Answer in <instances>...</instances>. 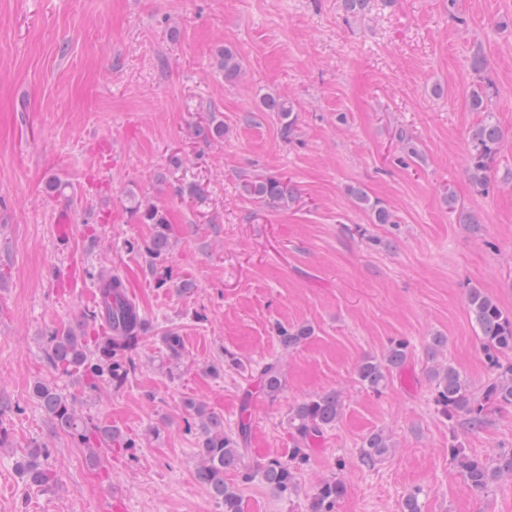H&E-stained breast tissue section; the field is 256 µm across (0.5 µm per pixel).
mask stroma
<instances>
[{"instance_id": "stroma-1", "label": "stroma", "mask_w": 512, "mask_h": 512, "mask_svg": "<svg viewBox=\"0 0 512 512\" xmlns=\"http://www.w3.org/2000/svg\"><path fill=\"white\" fill-rule=\"evenodd\" d=\"M477 46L505 137L485 194L467 172L468 132L482 118L468 101ZM227 47L244 69L232 86L218 66ZM266 93L292 101L295 142L262 111ZM211 117L223 138L198 135ZM401 127L420 159L402 162ZM258 174L288 178L296 201L245 197L241 181ZM351 186L395 223H372ZM450 194L478 228L458 223ZM138 202L166 211L170 263L194 279L191 292L157 287L143 255L126 250L150 235ZM62 209L73 225L64 238ZM105 268L128 278L151 330L125 385L90 392L49 368L44 338L94 329ZM472 286L512 312V0H371L357 16L341 0H0V512H114L117 498L123 512H221L196 476L192 401L228 426L248 416L249 453L224 474L244 512H309L332 477L345 488L337 512H401L417 488L422 512H512V477L478 491L448 457L455 438L482 457L512 450V407L491 408L473 430L433 402L434 361L479 392L492 375L466 307ZM277 322L313 334L286 351ZM170 330L183 340L174 363ZM433 336L447 339L440 351ZM398 338L407 362L382 393L366 390L358 363ZM270 358L285 374L274 400L251 378ZM46 380L136 448L92 466L36 402ZM327 391L343 416L315 444L297 495L241 484V471L287 456L290 406ZM376 430L394 448L369 469L358 449ZM34 442L58 475L52 488L20 474Z\"/></svg>"}]
</instances>
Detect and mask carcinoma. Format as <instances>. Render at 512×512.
<instances>
[{
  "label": "carcinoma",
  "mask_w": 512,
  "mask_h": 512,
  "mask_svg": "<svg viewBox=\"0 0 512 512\" xmlns=\"http://www.w3.org/2000/svg\"><path fill=\"white\" fill-rule=\"evenodd\" d=\"M224 72V83H236L242 74L243 63L237 53L224 48L218 61ZM488 59L482 48L474 50L469 67L476 82L469 94L471 108L483 113L482 119L469 132L468 173L478 192L488 191L490 172L499 161L504 148L502 130L491 112L489 102L494 94L493 84L486 77ZM262 111L272 112L280 123L282 139L288 143L296 137L298 116L293 104L284 96L267 93L260 99ZM242 193L263 205L286 206L296 199L297 189L282 177L258 175L241 184ZM356 204L369 213L374 224L396 223L394 214L379 200L371 199L361 187L348 188ZM139 223L151 226L149 238L143 242L129 241L128 250L142 253L157 286L163 287L174 279L168 265L173 248L171 228L162 209L154 204L134 206ZM97 302L92 319L99 323L97 335L89 336L73 328L57 329L46 338L45 355L51 368L62 374L76 372L92 391L107 381L119 388L135 369L128 352L148 333V323L139 306L130 297L121 274L97 276ZM466 306L473 327L483 347L493 380L478 394L456 367L437 364L430 376L434 382V402L445 418H463L472 429L482 427L491 407H512V363L500 360V354L512 350V313L505 311L481 289L470 287L466 292ZM283 349L292 350L312 335L308 325L274 327ZM409 344L404 339L390 342L387 351L378 359L368 356L357 366L359 382L368 390L380 393L386 388L390 373L405 364ZM258 392L274 400L283 391L285 379L278 360L264 363L256 376ZM33 395L55 428L73 438L82 448L89 449V460L96 465L103 453L114 448H134L136 442L112 426H95L78 409V402L59 394L49 382H38ZM201 438L197 451V477L203 483L222 512H241L238 490L224 483V471L236 468L248 452L249 422L240 419L234 429H224V418L209 410L202 402L188 405ZM343 412V403L336 392L307 397L295 403L288 413V427L293 448L287 458L270 457L257 469L241 474V482L256 479L272 486L284 497L298 491L297 473L309 464L310 442L324 430L336 424ZM392 448L388 434L382 430L370 433L359 449L360 462L368 467L383 460ZM451 461L474 489L486 491L499 477L512 475V451L492 458L469 454L464 448L448 449ZM42 446L34 444L22 455L19 470L27 482L37 487H49L56 475L41 461ZM344 494L343 483L327 479L316 488L311 499L310 512H336V505Z\"/></svg>",
  "instance_id": "1"
}]
</instances>
